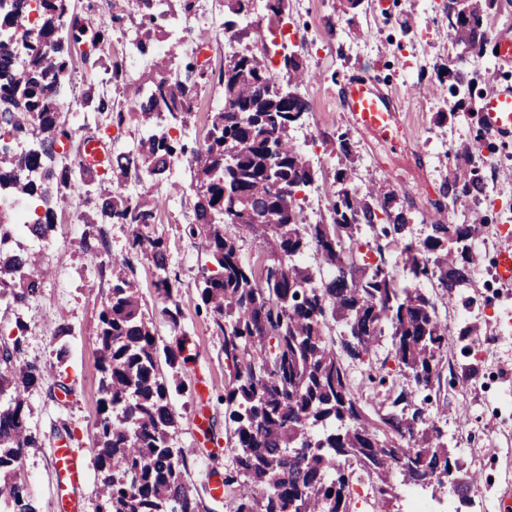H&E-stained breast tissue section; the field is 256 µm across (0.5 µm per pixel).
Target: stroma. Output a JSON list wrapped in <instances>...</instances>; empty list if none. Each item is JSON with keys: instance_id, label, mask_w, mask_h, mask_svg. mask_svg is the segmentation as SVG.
<instances>
[{"instance_id": "1", "label": "stroma", "mask_w": 512, "mask_h": 512, "mask_svg": "<svg viewBox=\"0 0 512 512\" xmlns=\"http://www.w3.org/2000/svg\"><path fill=\"white\" fill-rule=\"evenodd\" d=\"M444 5L445 0H363L349 11L343 0H288L292 26L288 48L316 73L301 88L312 109L293 136L318 172L321 204H328L336 189L337 156L325 140L327 134L350 133L357 185L384 181L399 198L423 210L437 199L457 147L475 142L478 116L463 111L454 122L436 121L437 112L450 99L447 88L437 85L436 72L458 53L448 33ZM329 20L336 23L332 35L325 28ZM404 20L411 25L406 33L400 29ZM465 69L474 82L475 105H483L493 90L512 86V64L497 65L490 55L469 56ZM355 73L368 75L394 96L405 131L398 150L353 132L337 92ZM481 156L485 187L479 204L460 201L447 212L446 220L467 224L477 210L488 217L473 249L468 288L483 333L466 357L459 345L449 344L441 362V388L431 401L433 407L447 408L448 419L440 427L466 468L478 476L468 489L463 512H500L501 499L512 498V282L499 278L496 258L504 245L501 225L512 224V178L505 175L512 168V141L486 137ZM193 220V197L187 193L173 196L151 227L153 236L165 240L168 267L178 274L171 298L159 296L158 272L146 258L135 260L133 281L160 344H173L183 333L190 339L195 359L178 373L188 391L172 399L178 418L172 445L184 457L185 479L197 490L204 512H228L225 499L209 494L205 468L213 456L221 465L229 463L224 455V385L233 366L225 360L223 339L201 304L199 270L207 258L187 232ZM84 229L71 206H60L46 252L52 276L41 294L22 309L0 306V348L21 340L25 359L48 370L46 379L26 394L28 425L39 445L28 450L20 469L37 512H59L50 457L59 432L69 431L73 447L88 449L99 429L98 312L108 281L97 260L80 248ZM172 302L184 315L177 329L162 315ZM62 317L72 326L66 337L53 333ZM63 344L69 354L61 362L57 350ZM468 362L476 365L478 373L468 383H459L457 374ZM202 411L210 417L206 433L195 424L196 414Z\"/></svg>"}]
</instances>
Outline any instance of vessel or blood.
<instances>
[{
  "mask_svg": "<svg viewBox=\"0 0 512 512\" xmlns=\"http://www.w3.org/2000/svg\"><path fill=\"white\" fill-rule=\"evenodd\" d=\"M342 108L353 128L362 135L390 144L401 137L400 113L394 98L372 80L353 76L346 78L339 91ZM483 124L491 135L512 137V87L496 89L484 103ZM80 158L86 167L101 170L111 160L106 142L99 138L84 141ZM51 466L63 512H85V503L76 495L88 477L86 451L72 447L69 441L56 442Z\"/></svg>",
  "mask_w": 512,
  "mask_h": 512,
  "instance_id": "vessel-or-blood-1",
  "label": "vessel or blood"
}]
</instances>
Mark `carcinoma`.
<instances>
[{
	"label": "carcinoma",
	"instance_id": "obj_1",
	"mask_svg": "<svg viewBox=\"0 0 512 512\" xmlns=\"http://www.w3.org/2000/svg\"><path fill=\"white\" fill-rule=\"evenodd\" d=\"M250 2L224 0L225 30L238 41L261 36L235 23ZM456 2L447 0L446 10L456 13L449 35L460 49L480 54L489 39L484 19L498 0H466L460 12ZM197 7L198 0H106L77 13L69 0H38L32 25L27 0H0V36H23L21 60L0 47V139L26 143L21 151L0 148V191L44 209L24 226L25 237L42 244L52 239L56 209L80 188L87 207L82 223L88 226L82 247L109 273L98 315L95 512L203 509L184 480V460L171 446L178 429L171 398L187 387L160 371L162 361L172 370L189 363L191 348L185 338L159 344L129 278L133 259L144 257L159 270V290L170 297L166 245L146 232L165 205V189L192 192L195 223L188 233L214 265L202 268L199 292L234 367L224 388L225 419L233 429L231 465L224 469L230 512H351L358 470L368 478L375 512H393L403 486L437 491L451 482L460 505L467 504L474 475L437 425L447 410L432 417L424 408L441 383L448 323L416 284L435 280L449 303L470 305L472 244L488 219L478 211L471 224H447L423 213L426 236L407 240L414 214L381 182L356 187L351 137L342 133L328 139L338 158L328 217L304 223L299 193L314 184L316 172L291 130L310 111L298 92L309 69L294 52L274 70L264 49L215 69L180 43L157 49L163 20L185 22ZM97 10L107 12L111 24L92 21ZM134 12L141 31L136 50L151 63L129 81L108 47L115 27ZM75 56L85 64L78 110L105 116V124L70 131L60 100L74 93L69 63ZM464 63L458 55L438 70L439 84H448L455 97L449 111L437 113L440 124L462 108L473 111ZM100 69L127 91L126 103L100 88ZM215 82L224 89V107L211 113L202 141L190 143L161 129L165 121L188 127L195 94ZM285 84L292 92L287 99L280 95ZM131 115L143 126V137L134 150L113 157L110 181L97 179L78 160L81 142L110 137V127L121 128ZM62 137L71 142L67 153L54 148ZM175 155L188 158L186 188L169 178ZM455 160L431 203L439 214L483 192L479 148H459ZM132 181L138 191L130 195L125 187ZM107 224L131 227L127 254H112ZM226 224L258 235L263 256L257 262L243 259ZM363 237L373 238V261L358 248ZM393 246L404 256L406 285L384 258ZM310 251L313 264L306 261ZM48 273L45 254L24 247L16 226L0 216V291L9 304L17 308L37 296ZM384 344L386 358L398 366L393 374L386 363L373 364ZM0 364V508L36 512L17 470L27 449L38 447L25 394L47 370L22 358L18 338L0 349ZM415 392L423 394L421 407L411 401Z\"/></svg>",
	"mask_w": 512,
	"mask_h": 512
}]
</instances>
